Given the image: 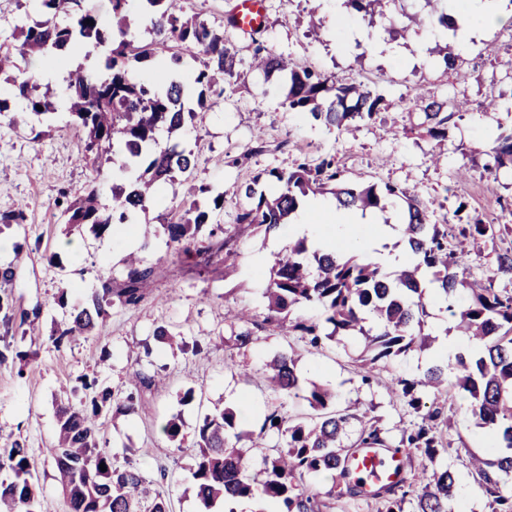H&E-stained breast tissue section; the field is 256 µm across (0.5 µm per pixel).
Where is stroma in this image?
Segmentation results:
<instances>
[{
    "instance_id": "stroma-1",
    "label": "stroma",
    "mask_w": 512,
    "mask_h": 512,
    "mask_svg": "<svg viewBox=\"0 0 512 512\" xmlns=\"http://www.w3.org/2000/svg\"><path fill=\"white\" fill-rule=\"evenodd\" d=\"M266 20L258 41L239 37L236 78L213 92L207 110L197 112L190 129L177 138L192 148L197 165L191 178L175 176L137 216L128 237L130 251L152 268L140 303L109 307L100 334L55 345L53 338L86 295L111 280L125 287V254L115 251L112 233L96 234L90 225L70 228L55 201L65 190L95 183L104 206H111L112 174L93 178L76 158L77 133L66 110L67 71L103 68V51L87 57L64 56L57 63H26L42 72V89L57 106L53 122L12 99L0 114V215H19V223H0V238L12 252L0 254V454L26 448L34 461L36 512H64L55 463L49 453L57 431L60 403L80 405L87 397L83 380L112 388L116 398L139 391L132 413L114 412L100 425L103 447L116 465L133 463L143 473L148 498L167 503L170 512H203L192 484L195 436L205 416L251 404L252 417L240 420L245 431L259 432L268 410L297 421L309 409L301 396L280 397L260 383L265 364L279 354H297L302 385L334 389L336 408L357 404L398 444L402 429L420 422L436 405L421 393L413 409L391 390L397 378H413L438 363L444 330L453 319L442 294L426 301L424 331L430 346L398 356L362 380L356 360L364 347L359 336H339L311 346L297 334L259 331L256 343L237 348L240 330L231 311L249 309L262 320L264 290L274 254L287 248L280 235L236 228L230 252L182 259L174 257L162 225L179 204L199 188L223 193L216 221L236 227L242 204L240 184L272 169L334 158L345 182L397 185L427 206L433 222L449 234V246L469 253L470 277L493 278L498 290L512 293V278L498 274L495 256L512 251V170L485 169L493 138L512 130V27H468L465 36L428 24L426 0H388L383 14L366 17L347 0H265ZM284 54L298 65H311L340 83H363L386 98L369 122L337 132L290 110L277 77L253 70L256 46ZM457 57L455 70H444L445 52ZM430 92L465 105L463 116L448 123V137L437 141L424 128L423 114L412 107L415 92ZM497 99L499 108L483 110ZM444 149L448 159L432 156ZM481 218L503 225L495 241L458 242V228ZM79 240L81 254L67 241ZM165 327L173 343L160 342ZM151 381L137 389V376ZM181 421V442L169 441L160 426ZM438 428L451 446L436 466L459 475L462 512H491L482 491L468 477L470 457H491L492 435L462 410H443Z\"/></svg>"
}]
</instances>
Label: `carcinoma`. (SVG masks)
I'll use <instances>...</instances> for the list:
<instances>
[{"instance_id": "obj_1", "label": "carcinoma", "mask_w": 512, "mask_h": 512, "mask_svg": "<svg viewBox=\"0 0 512 512\" xmlns=\"http://www.w3.org/2000/svg\"><path fill=\"white\" fill-rule=\"evenodd\" d=\"M108 2L112 14L109 31L89 0H40V19L16 25L14 52L0 53V74H6L17 69V56L54 61L62 51L75 53L89 46L105 49V74H92L82 67L70 72L67 111L77 131L78 159L97 174L102 163L110 162L112 178H130L132 185L128 190L118 187L110 209L101 205L94 186L74 195L61 193L67 224H89L97 233L111 227L125 229L156 199L159 188L174 172L195 169L193 151L181 149L177 143L162 148L159 134L181 132L193 118L194 110L185 108L191 91H197L196 105L203 110L208 107L207 93L213 91L218 77L238 76L237 50L226 36V29L234 28L232 17L225 18L224 26L216 29L186 18L182 0H140L151 38L138 40L130 36L128 0ZM160 49L170 54L176 66L185 54L195 57L199 67L193 81L186 83L168 73L153 83L136 80L135 65L155 58ZM254 61L255 69L281 77L290 109L308 114L329 130L340 131L355 121L371 120L384 105L383 95L362 83L338 84L332 75L293 65L284 55L260 46L255 48ZM13 83L14 96L26 101L31 114L55 113L53 102L39 92L33 77L16 78ZM412 102L424 113L428 133L440 142L448 136L452 114L463 108L460 103L450 105L425 94L415 95ZM491 154L496 168L512 166V132L496 137ZM143 161L147 162L144 171L135 173ZM267 176L275 185L270 195L257 189L259 175L239 186L247 203L238 211L236 225L270 233L287 222L298 208L299 196L309 192H329L337 206L346 210H382L401 200L407 207L402 234L412 251V264L390 276L379 265L346 256L339 249H311L307 239H299L275 256L265 291L268 314L263 321L259 323L245 312L237 314L244 326L236 335L237 345H251L257 340L255 331L267 325L299 331L310 337L314 347L325 338L358 334L365 340L361 369L362 379L367 381L379 364L428 343V337L422 335L426 309L420 280L432 276L448 300L451 315L458 318L457 327L477 346V355L457 356V367L449 373L434 366L418 379L398 378L394 393L416 409L420 407L416 397L420 387L433 389L436 397L450 403L456 391L467 394L465 410L493 431L499 443L494 459L473 457L467 468L491 512H512V294H501L490 281L464 276L467 253L449 248L448 233L432 223L428 208L403 189L388 185L381 192L374 185L350 186L332 158L314 166L302 162L291 170L272 169ZM222 200V193L209 203L193 199L183 205L179 221L165 225L169 240L181 245V255L192 256L191 244L201 227L209 223L210 214L224 208ZM459 235L492 241L497 226L477 219L462 226ZM125 269L127 286L114 292L112 280L105 281L102 291L93 292L58 330L56 345L100 334L106 307L112 301L130 306L143 299L142 288L152 270L133 255L125 259ZM304 305L318 306L331 332H324L315 322L290 318L293 308ZM265 380L278 394L304 391L312 417L295 423L277 409L266 413L259 435L280 434L286 437V447L257 456L237 447L243 440H252V434L238 428L233 410L225 408L206 416L197 430L192 468L196 496L206 508L218 499L228 504L257 497L282 506L279 512H320L318 495L310 486L313 479L331 477L340 498L361 495L348 467L358 448L371 445L398 452L406 446L432 461L449 447L437 432L438 408L427 412L414 428L402 431L397 446H391L383 429L373 421L361 427L355 442L346 445L342 435L357 414L348 407L330 410L336 393L326 387L313 383L302 388L296 359H274ZM84 388L89 391L85 403L59 408L57 440L52 448L67 512H167L162 500L144 501L141 471L134 466H115L112 455L99 441L100 417L114 408L134 410L135 397L130 394L120 403L112 389L99 387L94 380L84 382ZM102 463L104 471L100 470ZM2 468L10 469L15 481L0 490V512H35V465L27 450L12 448L0 456ZM458 482V475L446 468L433 472L425 483L404 477L379 488L374 497L383 501L384 512H404L408 500L415 501V512H456Z\"/></svg>"}]
</instances>
